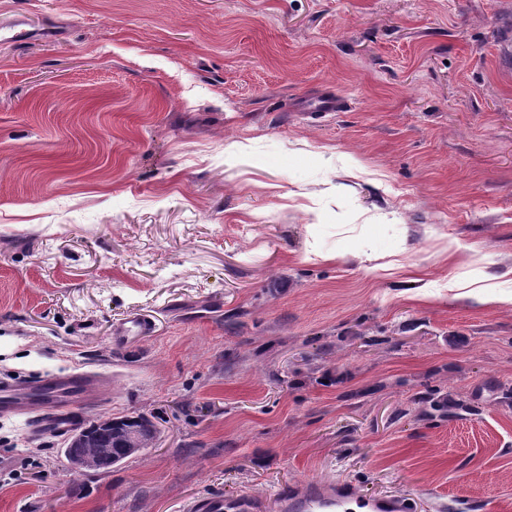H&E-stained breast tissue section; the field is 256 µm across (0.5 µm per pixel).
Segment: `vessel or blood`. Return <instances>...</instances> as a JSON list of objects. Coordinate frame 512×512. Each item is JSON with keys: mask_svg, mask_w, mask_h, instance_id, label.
<instances>
[{"mask_svg": "<svg viewBox=\"0 0 512 512\" xmlns=\"http://www.w3.org/2000/svg\"><path fill=\"white\" fill-rule=\"evenodd\" d=\"M155 322L137 317L120 323L112 344L124 347L152 336ZM98 382L94 372L63 370L30 380L0 381V417L32 415L35 432L66 435L84 420L77 406ZM246 499L227 500L213 494L192 503L189 512H252ZM274 512H411L410 502L398 495H367L341 479L310 481L280 492Z\"/></svg>", "mask_w": 512, "mask_h": 512, "instance_id": "b4317fda", "label": "vessel or blood"}]
</instances>
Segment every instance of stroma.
Masks as SVG:
<instances>
[{"label":"stroma","mask_w":512,"mask_h":512,"mask_svg":"<svg viewBox=\"0 0 512 512\" xmlns=\"http://www.w3.org/2000/svg\"><path fill=\"white\" fill-rule=\"evenodd\" d=\"M63 367L153 444L0 418V512H512V0H0V379ZM155 322L150 317H137L120 323L112 332V345L125 347L131 342L152 336ZM274 512H411L398 495H367L341 479L310 481L280 492ZM253 506L247 499L229 501L222 494H213L195 501L188 508L189 512H252Z\"/></svg>","instance_id":"35a3bbf8"}]
</instances>
